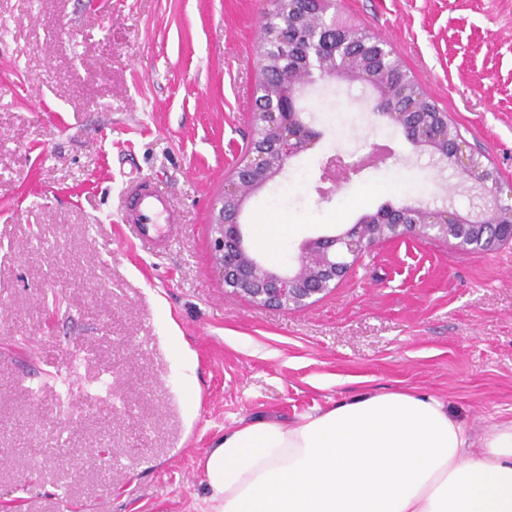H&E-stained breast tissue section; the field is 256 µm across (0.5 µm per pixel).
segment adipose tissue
<instances>
[{"label":"adipose tissue","instance_id":"1","mask_svg":"<svg viewBox=\"0 0 512 512\" xmlns=\"http://www.w3.org/2000/svg\"><path fill=\"white\" fill-rule=\"evenodd\" d=\"M207 512H512V419L481 433L436 396L366 393L218 436Z\"/></svg>","mask_w":512,"mask_h":512}]
</instances>
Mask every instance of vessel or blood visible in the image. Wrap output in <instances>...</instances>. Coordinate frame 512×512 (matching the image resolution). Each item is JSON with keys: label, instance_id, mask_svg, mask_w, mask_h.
<instances>
[{"label": "vessel or blood", "instance_id": "obj_1", "mask_svg": "<svg viewBox=\"0 0 512 512\" xmlns=\"http://www.w3.org/2000/svg\"><path fill=\"white\" fill-rule=\"evenodd\" d=\"M124 220L131 224L137 238L152 245L154 252L166 251L180 222L167 192L157 183L139 180L124 188Z\"/></svg>", "mask_w": 512, "mask_h": 512}]
</instances>
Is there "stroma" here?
<instances>
[{
  "mask_svg": "<svg viewBox=\"0 0 512 512\" xmlns=\"http://www.w3.org/2000/svg\"><path fill=\"white\" fill-rule=\"evenodd\" d=\"M270 0H0V512H204L199 462L239 421L283 424L366 392L512 418V243L375 242L300 309L230 294L211 209L245 157ZM383 41L502 190L512 189V0H336ZM331 82L300 105L321 138L252 196L283 249L384 202L472 210ZM182 215L157 254L121 221L130 179ZM193 383H186V371Z\"/></svg>",
  "mask_w": 512,
  "mask_h": 512,
  "instance_id": "1",
  "label": "stroma"
}]
</instances>
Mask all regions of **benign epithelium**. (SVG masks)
I'll return each instance as SVG.
<instances>
[{"label":"benign epithelium","mask_w":512,"mask_h":512,"mask_svg":"<svg viewBox=\"0 0 512 512\" xmlns=\"http://www.w3.org/2000/svg\"><path fill=\"white\" fill-rule=\"evenodd\" d=\"M317 53L342 59L320 81L373 85L376 76L350 65L344 36L320 39L316 50H306L305 63L311 64ZM306 88L305 83L299 82L269 89L264 99L266 106L255 113L259 126L269 134L268 148L249 154V161L240 164L224 183V191L213 206L211 226L216 272L230 293L264 307L304 308L349 269V264L339 255L360 254L385 235L387 229L397 237H451L457 240V246L474 253L512 242V202L501 197L497 180L475 175L479 165L474 154L464 139L448 135V120L441 113L438 123L416 125L408 141L419 152L429 154L440 168H451L474 180V190L482 199L476 214H462L451 206L433 210L416 203H402L380 215H363L338 235L302 242L295 256L285 264L273 266L263 261L247 236L241 215L250 196L282 174L288 160L317 142L319 133L300 114L286 113L297 104Z\"/></svg>","instance_id":"7a95c632"}]
</instances>
